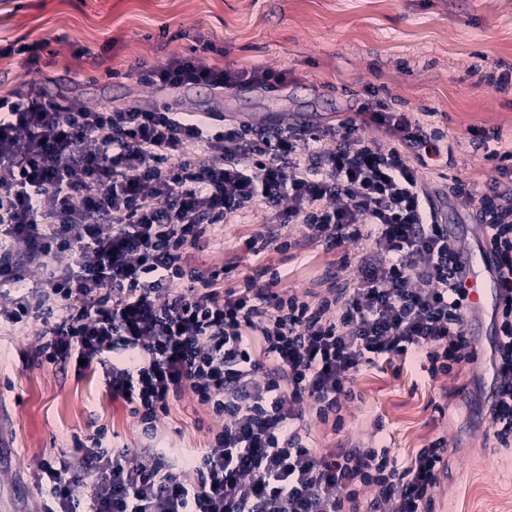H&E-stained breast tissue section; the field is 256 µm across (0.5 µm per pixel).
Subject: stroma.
Returning <instances> with one entry per match:
<instances>
[{"instance_id":"stroma-1","label":"stroma","mask_w":512,"mask_h":512,"mask_svg":"<svg viewBox=\"0 0 512 512\" xmlns=\"http://www.w3.org/2000/svg\"><path fill=\"white\" fill-rule=\"evenodd\" d=\"M207 41L215 50L204 49ZM32 44L35 54H17ZM178 55L210 68L283 72L288 82L220 96L205 86L170 92L132 76ZM371 91L443 129L437 154L418 168L423 181L459 179L480 193L495 179L512 184L484 158L485 150L512 148V0H0V98H41L70 111L168 102L294 127L337 124ZM260 230L250 218L217 225L188 262L223 270L224 289L262 267L278 272V288L301 294L358 275L365 242L329 247L289 224L281 229L288 252H257L251 242ZM469 330L472 356L451 373L434 376L426 359L399 356L362 367L354 398L341 402V429L306 414L316 453L360 442L389 449L407 467L441 439L447 465L428 512H512V446L496 442L487 412L491 306L473 313ZM38 346L34 329L0 328V512H40L42 460L72 451L74 437L96 424L131 461L151 463L163 448L195 480L189 461L220 423L190 389L169 399L151 438L113 399L102 370L42 362Z\"/></svg>"}]
</instances>
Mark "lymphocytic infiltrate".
<instances>
[{
	"label": "lymphocytic infiltrate",
	"mask_w": 512,
	"mask_h": 512,
	"mask_svg": "<svg viewBox=\"0 0 512 512\" xmlns=\"http://www.w3.org/2000/svg\"><path fill=\"white\" fill-rule=\"evenodd\" d=\"M138 78L218 93L285 80L205 68L190 55ZM213 118L169 105L65 112L0 99V324L37 323L47 363L104 366L145 433L186 388L223 422L193 459L192 484L164 459L132 463L127 450L104 447V431L76 441L73 454L42 463V512H358L364 489L370 512H421L439 484L443 440L401 468L370 446L317 455L301 423L308 406L340 427V400L362 364L417 354L445 373L472 344L448 204L413 164L435 151L433 133L374 94L339 124L301 131L240 120L212 134ZM365 125L399 146L364 142ZM191 144L202 154H188ZM454 195L478 201L496 257L490 418L496 440L511 445L512 199L463 182ZM257 210L316 239L371 242L354 285L301 295L251 276L224 291L219 272L187 268L185 254L212 226ZM33 267L43 279L30 290Z\"/></svg>",
	"instance_id": "lymphocytic-infiltrate-1"
}]
</instances>
